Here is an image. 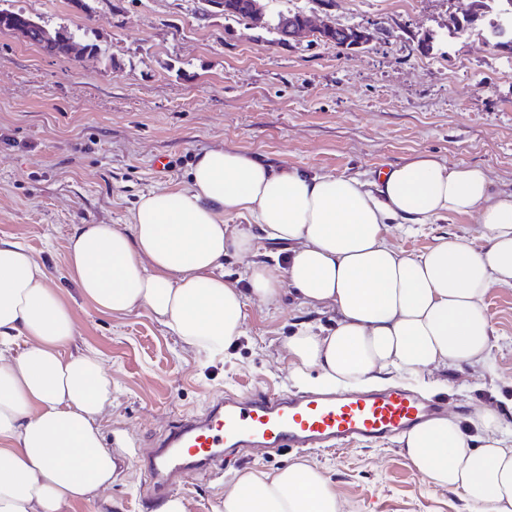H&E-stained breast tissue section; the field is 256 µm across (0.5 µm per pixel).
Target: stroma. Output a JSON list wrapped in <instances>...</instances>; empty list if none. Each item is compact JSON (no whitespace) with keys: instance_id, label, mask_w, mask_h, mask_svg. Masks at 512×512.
Listing matches in <instances>:
<instances>
[{"instance_id":"35a3bbf8","label":"stroma","mask_w":512,"mask_h":512,"mask_svg":"<svg viewBox=\"0 0 512 512\" xmlns=\"http://www.w3.org/2000/svg\"><path fill=\"white\" fill-rule=\"evenodd\" d=\"M471 0H268L252 26L204 0H0V9L61 31L92 56L72 61L0 32V238L26 245L73 308L74 348L98 352L112 377L102 425L127 457L103 497L76 512H157L144 502L139 461L179 416L202 412L220 393L255 386L319 392L316 371L298 376L284 342L303 323L326 328L327 309L278 307L247 298L244 336L211 355L185 345L143 308L106 315L84 302L67 271L71 235L84 224H127L141 193L186 184L197 156L238 150L273 170L369 178L427 153L486 168L496 191L512 192V59L488 44L499 10L483 0L464 33L451 21ZM331 16L367 26L373 42L350 54L310 37L278 42V14ZM429 41L428 51L418 45ZM163 156L166 172L153 163ZM442 236L482 245L475 217L450 215L391 240L417 255ZM489 368L451 366L390 384L445 399L449 411L482 403L512 430V288L491 289ZM303 461L333 483L346 512H469L455 492L426 484L400 444L386 440L334 452L245 453L226 472L195 475L177 490L189 512H214L239 472H273Z\"/></svg>"}]
</instances>
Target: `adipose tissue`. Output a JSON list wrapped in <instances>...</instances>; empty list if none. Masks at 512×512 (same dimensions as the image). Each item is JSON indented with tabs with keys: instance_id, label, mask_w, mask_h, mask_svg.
I'll return each mask as SVG.
<instances>
[{
	"instance_id": "ef3b65f1",
	"label": "adipose tissue",
	"mask_w": 512,
	"mask_h": 512,
	"mask_svg": "<svg viewBox=\"0 0 512 512\" xmlns=\"http://www.w3.org/2000/svg\"><path fill=\"white\" fill-rule=\"evenodd\" d=\"M249 215L288 243L285 264L252 260L250 235L227 236L224 217ZM477 215L485 239L442 237L410 255L390 239L446 215ZM249 257L248 288L224 278V254ZM67 268L96 310L147 309L185 344L212 354L243 334L247 296L277 307L284 289L301 306L328 307L333 327L304 324L285 348L296 373L315 369L336 387L440 367H486L491 288H512V194L479 165L430 155L356 177L272 171L253 156L212 148L185 186L142 194L132 223L84 224ZM73 310L20 242L0 238V512H73L118 474L101 429L112 379L97 352L71 351ZM428 485L461 493L475 512H512V436L496 411L442 416L401 438ZM215 512H344L329 479L295 462L246 470Z\"/></svg>"
}]
</instances>
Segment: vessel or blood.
Returning <instances> with one entry per match:
<instances>
[{
    "instance_id": "vessel-or-blood-1",
    "label": "vessel or blood",
    "mask_w": 512,
    "mask_h": 512,
    "mask_svg": "<svg viewBox=\"0 0 512 512\" xmlns=\"http://www.w3.org/2000/svg\"><path fill=\"white\" fill-rule=\"evenodd\" d=\"M447 410L445 401L426 400L403 387L315 394L258 388L241 400L217 396L203 414L180 418L157 439L144 463L152 479L150 496L165 498L174 476L223 468L243 448L330 451L401 435Z\"/></svg>"
}]
</instances>
